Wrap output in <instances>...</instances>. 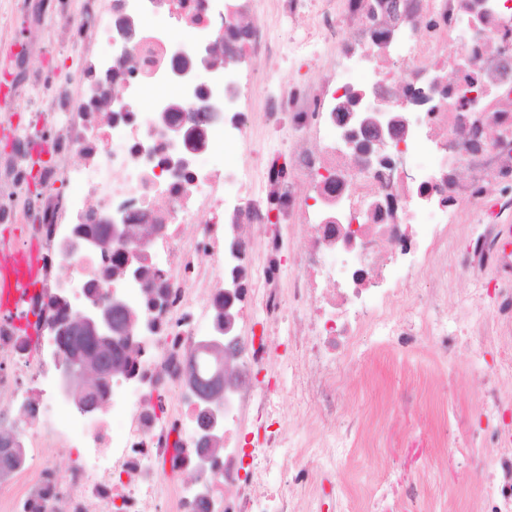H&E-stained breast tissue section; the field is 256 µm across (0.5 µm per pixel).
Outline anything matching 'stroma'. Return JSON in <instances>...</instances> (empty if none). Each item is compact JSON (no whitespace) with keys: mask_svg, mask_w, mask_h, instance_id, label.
I'll return each instance as SVG.
<instances>
[{"mask_svg":"<svg viewBox=\"0 0 512 512\" xmlns=\"http://www.w3.org/2000/svg\"><path fill=\"white\" fill-rule=\"evenodd\" d=\"M90 0H0V161L10 162L16 177L0 186V210L10 211L13 223H0V241L23 244L29 214L38 208L45 194L40 183L30 178L29 148L32 144L54 142L63 123L52 113L60 102L78 103L82 85L78 75L84 68L92 35L89 28L78 26L77 18L87 11ZM512 198V185L493 188L487 198L470 199L459 219L450 229L456 249H463L468 231L490 210L496 199ZM449 287L460 289L469 319L483 326L471 348L479 358H495L490 341L495 330L488 319L492 299L483 283L459 278L456 272L435 269L416 281L415 295L440 279ZM440 362L432 345L411 360L377 363L381 379L395 403L384 425L375 427L370 436L388 459L390 480L395 491L415 482L432 487L433 505L448 497L466 496L474 490L477 457L458 427L460 416L483 420L475 390L457 392L445 389L443 407L430 409L403 394L417 372ZM447 444L450 452L439 468H432L436 455L434 441Z\"/></svg>","mask_w":512,"mask_h":512,"instance_id":"stroma-1","label":"stroma"}]
</instances>
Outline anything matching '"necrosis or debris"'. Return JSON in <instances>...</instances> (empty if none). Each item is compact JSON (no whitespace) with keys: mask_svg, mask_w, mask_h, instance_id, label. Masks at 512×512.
Returning a JSON list of instances; mask_svg holds the SVG:
<instances>
[{"mask_svg":"<svg viewBox=\"0 0 512 512\" xmlns=\"http://www.w3.org/2000/svg\"><path fill=\"white\" fill-rule=\"evenodd\" d=\"M110 2L80 20L92 31L85 102L65 113L59 143L79 164L40 172L45 188L77 190L29 227L41 254L30 322L0 318V421L26 418L0 512H323L324 471L370 451L364 429L389 407L342 411L366 348L385 360L432 343L438 374L477 385L487 411L512 412L499 381L512 370V288L493 291L497 357L474 370L458 364L468 329L439 304L447 285L421 297L414 323L395 311L411 279L447 266L448 227L469 198L512 183V0H399L383 21L370 18L378 0H275L278 18L308 19L278 45L249 19L250 0ZM205 46L216 67L174 81L175 62ZM283 50L315 63L304 87L281 74ZM257 82L269 89L259 111ZM203 91L213 110L203 145L173 144L166 107L180 101L175 121L191 127ZM377 109L397 139L364 156L348 138ZM285 123L308 147L272 140ZM222 146L238 158L216 163ZM105 209L162 231L144 248L133 238L63 253L80 221ZM498 233L476 226L462 271H512ZM92 281L125 299L139 345L90 415L61 392L55 322L59 301L76 308ZM218 337L234 345L237 372L211 407L220 444L205 462L206 406L190 374L200 343ZM287 402L300 411L285 413ZM492 439L474 492L445 512H512V420ZM185 471L192 482H173Z\"/></svg>","mask_w":512,"mask_h":512,"instance_id":"obj_1","label":"necrosis or debris"}]
</instances>
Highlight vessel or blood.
I'll return each instance as SVG.
<instances>
[{"instance_id":"b4317fda","label":"vessel or blood","mask_w":512,"mask_h":512,"mask_svg":"<svg viewBox=\"0 0 512 512\" xmlns=\"http://www.w3.org/2000/svg\"><path fill=\"white\" fill-rule=\"evenodd\" d=\"M39 268L36 252L26 248L0 257V314L24 321L19 300L36 287Z\"/></svg>"}]
</instances>
